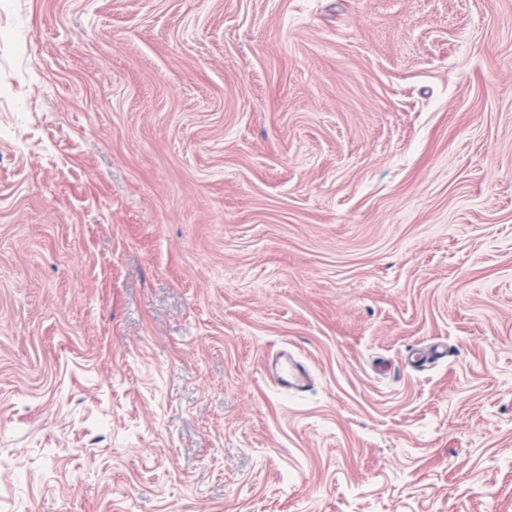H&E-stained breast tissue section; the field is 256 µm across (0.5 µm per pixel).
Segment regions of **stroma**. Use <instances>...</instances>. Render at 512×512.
<instances>
[{
  "label": "stroma",
  "instance_id": "35a3bbf8",
  "mask_svg": "<svg viewBox=\"0 0 512 512\" xmlns=\"http://www.w3.org/2000/svg\"><path fill=\"white\" fill-rule=\"evenodd\" d=\"M0 512H512V0H0ZM270 374L285 391L298 392L307 387L309 374L305 367L288 352H282L270 368Z\"/></svg>",
  "mask_w": 512,
  "mask_h": 512
}]
</instances>
